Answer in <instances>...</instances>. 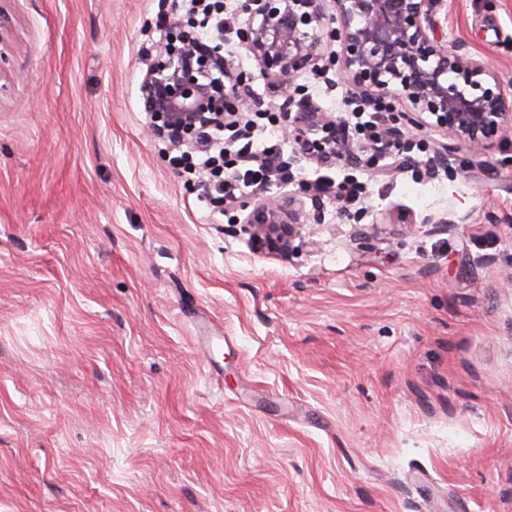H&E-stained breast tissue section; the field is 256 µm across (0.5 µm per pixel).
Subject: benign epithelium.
<instances>
[{"label": "benign epithelium", "mask_w": 512, "mask_h": 512, "mask_svg": "<svg viewBox=\"0 0 512 512\" xmlns=\"http://www.w3.org/2000/svg\"><path fill=\"white\" fill-rule=\"evenodd\" d=\"M443 0H240L245 16L235 34L265 80L267 93L283 99L286 138L293 152L321 166L365 156L368 146L344 135L338 121L301 93L296 78L325 60L355 90L356 109L379 113L393 136L428 126L464 153L461 166L512 133V94L495 79L483 57L448 44L436 15ZM338 50H333V45ZM254 76L233 59L204 46L192 20H165V37L142 81L143 110L151 131L164 122L193 135L196 115L232 119L257 112L264 99ZM245 223L256 250L288 257L307 216L295 196L245 202Z\"/></svg>", "instance_id": "7a95c632"}]
</instances>
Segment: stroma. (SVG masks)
I'll use <instances>...</instances> for the list:
<instances>
[{
  "instance_id": "stroma-1",
  "label": "stroma",
  "mask_w": 512,
  "mask_h": 512,
  "mask_svg": "<svg viewBox=\"0 0 512 512\" xmlns=\"http://www.w3.org/2000/svg\"><path fill=\"white\" fill-rule=\"evenodd\" d=\"M180 5L6 0L0 512H512V134L471 169L427 129L389 175L296 161L365 192L256 252L148 129L144 33ZM437 20L512 92V0ZM298 83L351 119L335 71Z\"/></svg>"
}]
</instances>
